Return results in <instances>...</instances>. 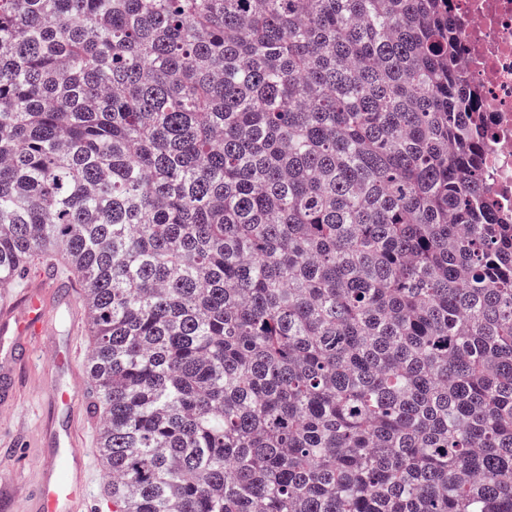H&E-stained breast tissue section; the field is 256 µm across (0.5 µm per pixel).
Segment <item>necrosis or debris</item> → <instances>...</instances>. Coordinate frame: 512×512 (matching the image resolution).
Listing matches in <instances>:
<instances>
[{
    "instance_id": "necrosis-or-debris-1",
    "label": "necrosis or debris",
    "mask_w": 512,
    "mask_h": 512,
    "mask_svg": "<svg viewBox=\"0 0 512 512\" xmlns=\"http://www.w3.org/2000/svg\"><path fill=\"white\" fill-rule=\"evenodd\" d=\"M458 21V63L477 93L488 135L485 177L512 215V0H448Z\"/></svg>"
}]
</instances>
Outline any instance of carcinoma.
<instances>
[{"label": "carcinoma", "mask_w": 512, "mask_h": 512, "mask_svg": "<svg viewBox=\"0 0 512 512\" xmlns=\"http://www.w3.org/2000/svg\"><path fill=\"white\" fill-rule=\"evenodd\" d=\"M445 2L0 0V289L82 288L115 512H512Z\"/></svg>", "instance_id": "obj_1"}]
</instances>
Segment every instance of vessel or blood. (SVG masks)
<instances>
[{
	"label": "vessel or blood",
	"mask_w": 512,
	"mask_h": 512,
	"mask_svg": "<svg viewBox=\"0 0 512 512\" xmlns=\"http://www.w3.org/2000/svg\"><path fill=\"white\" fill-rule=\"evenodd\" d=\"M60 278L45 265H36L27 284L0 291V405L13 403L19 374L34 353L37 342L50 335L51 320L61 307L74 302ZM88 377L53 388L48 405L64 412L68 425L47 423L39 432L47 443L30 512H84L90 491L83 480L88 454L77 447L72 423L84 420Z\"/></svg>",
	"instance_id": "b4317fda"
}]
</instances>
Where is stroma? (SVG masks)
Instances as JSON below:
<instances>
[{
  "instance_id": "stroma-1",
  "label": "stroma",
  "mask_w": 512,
  "mask_h": 512,
  "mask_svg": "<svg viewBox=\"0 0 512 512\" xmlns=\"http://www.w3.org/2000/svg\"><path fill=\"white\" fill-rule=\"evenodd\" d=\"M56 341L69 345L76 359L89 353L88 336L71 334L67 315L58 316L53 335L39 343L24 369L13 407L0 411V484L11 490L9 512H26L39 479L42 450L37 434L48 411L47 394L64 379L51 360Z\"/></svg>"
}]
</instances>
